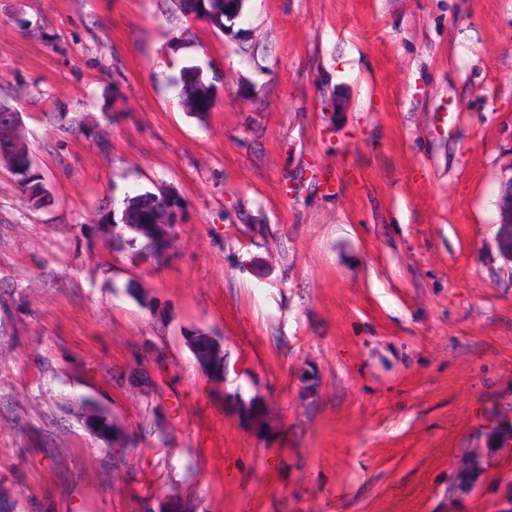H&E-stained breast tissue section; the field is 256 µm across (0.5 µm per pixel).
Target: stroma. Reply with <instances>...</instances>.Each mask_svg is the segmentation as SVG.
Instances as JSON below:
<instances>
[{
    "instance_id": "stroma-1",
    "label": "stroma",
    "mask_w": 512,
    "mask_h": 512,
    "mask_svg": "<svg viewBox=\"0 0 512 512\" xmlns=\"http://www.w3.org/2000/svg\"><path fill=\"white\" fill-rule=\"evenodd\" d=\"M0 0V499L15 512H493L512 416V0ZM215 87L204 118L175 80ZM182 203L163 260L119 220ZM224 354V380L195 335ZM103 409L125 430L110 447ZM176 82L182 85V103L187 112L197 118H203L208 112H211L213 103L210 93L214 90V86L205 82L203 76L200 77L194 65L183 67ZM198 84L205 86L206 89H200L197 87ZM190 85L196 86L198 91L197 95L192 98L188 95ZM499 237L508 258L512 260V179L502 197ZM193 350L198 362L210 377L224 379V354L207 336L198 335L193 339ZM511 447L512 444L509 441L507 444L500 446V448H495V450L490 448H467L456 457L454 469L456 471L470 470L479 463L487 471L491 470L492 465L500 459L511 456Z\"/></svg>"
}]
</instances>
